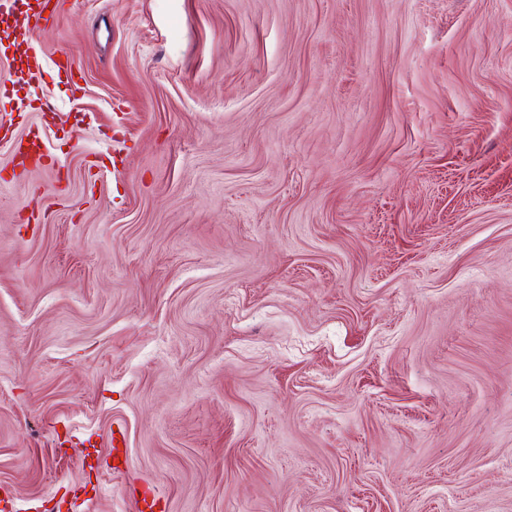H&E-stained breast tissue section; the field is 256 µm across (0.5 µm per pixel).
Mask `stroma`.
Returning a JSON list of instances; mask_svg holds the SVG:
<instances>
[{"label":"stroma","mask_w":512,"mask_h":512,"mask_svg":"<svg viewBox=\"0 0 512 512\" xmlns=\"http://www.w3.org/2000/svg\"><path fill=\"white\" fill-rule=\"evenodd\" d=\"M33 63L11 512H512V0H58ZM17 154L22 157V164L28 161L29 166L46 167L55 164L52 156L45 151V146L38 145L33 141L26 150H23L22 143L16 149Z\"/></svg>","instance_id":"obj_1"}]
</instances>
